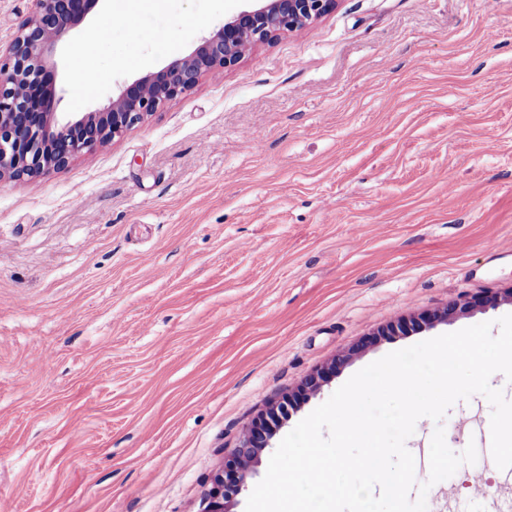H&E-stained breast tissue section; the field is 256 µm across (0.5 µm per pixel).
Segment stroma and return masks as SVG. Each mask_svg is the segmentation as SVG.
<instances>
[{
  "mask_svg": "<svg viewBox=\"0 0 512 512\" xmlns=\"http://www.w3.org/2000/svg\"><path fill=\"white\" fill-rule=\"evenodd\" d=\"M244 0H99L60 44L58 115L98 112ZM36 0H0V59ZM92 43L95 80L72 58ZM512 288V0H340L206 74L65 168L0 185V500L11 512H201L246 425L387 324ZM512 314L379 340L284 422L247 478L353 374ZM479 394L436 426L484 448ZM480 482L485 497L469 487ZM428 512H512L485 457Z\"/></svg>",
  "mask_w": 512,
  "mask_h": 512,
  "instance_id": "35a3bbf8",
  "label": "stroma"
}]
</instances>
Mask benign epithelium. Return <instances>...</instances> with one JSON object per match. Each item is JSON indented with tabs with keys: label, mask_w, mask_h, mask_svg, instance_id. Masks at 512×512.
Instances as JSON below:
<instances>
[{
	"label": "benign epithelium",
	"mask_w": 512,
	"mask_h": 512,
	"mask_svg": "<svg viewBox=\"0 0 512 512\" xmlns=\"http://www.w3.org/2000/svg\"><path fill=\"white\" fill-rule=\"evenodd\" d=\"M36 16L21 27L10 48V62L0 63V183L32 178L61 169L86 148L105 144L192 88L206 73L236 65L251 49L298 32L336 9L338 0H252L253 5L224 21L194 51L163 69L125 86L100 112L79 113L64 121L53 112L50 58L56 45L98 0H36ZM512 302V289L487 292L448 306L390 323L347 353L306 378L294 393L283 395L247 426L242 444L224 461L213 480L202 512H230L228 504L246 489V478L275 430L311 395L379 336L409 335L459 316Z\"/></svg>",
	"instance_id": "benign-epithelium-1"
}]
</instances>
